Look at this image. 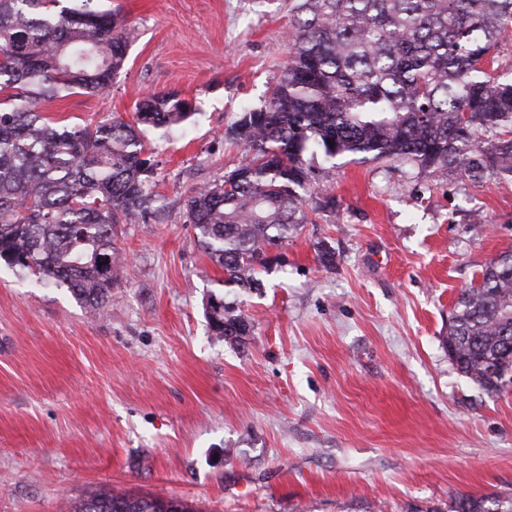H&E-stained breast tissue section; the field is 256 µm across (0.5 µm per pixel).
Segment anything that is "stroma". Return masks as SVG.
<instances>
[{"mask_svg":"<svg viewBox=\"0 0 512 512\" xmlns=\"http://www.w3.org/2000/svg\"><path fill=\"white\" fill-rule=\"evenodd\" d=\"M112 7L133 31L121 75L52 118L129 121L138 97L173 89L195 112L141 130L156 211L119 225L103 314L0 263V512H63L102 485L198 512H449L459 494L512 495V390L488 393L443 345L461 291L512 252V177L315 157L335 213L300 228L261 290L225 284L185 198L245 163L225 132L287 64L290 2ZM212 298L251 335L212 336Z\"/></svg>","mask_w":512,"mask_h":512,"instance_id":"1","label":"stroma"}]
</instances>
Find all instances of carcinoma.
I'll return each instance as SVG.
<instances>
[{
	"mask_svg": "<svg viewBox=\"0 0 512 512\" xmlns=\"http://www.w3.org/2000/svg\"><path fill=\"white\" fill-rule=\"evenodd\" d=\"M288 63L264 106L227 130L249 157L185 199L198 245L224 284L254 289L269 250L310 221L312 167L403 161L480 182L512 177V66L493 68L512 32V0H293ZM126 19L100 0H0V262L67 286L88 313L112 301L123 261L114 227L140 224L156 202L154 162L138 126L169 129L193 113L177 91L85 125L45 115L71 94L97 95L123 69ZM211 333L250 335L224 300ZM448 357L488 392L489 362L512 372V253L462 291L445 336ZM68 512H196L187 502L102 486ZM451 512H512V497L459 494Z\"/></svg>",
	"mask_w": 512,
	"mask_h": 512,
	"instance_id": "1",
	"label": "carcinoma"
}]
</instances>
